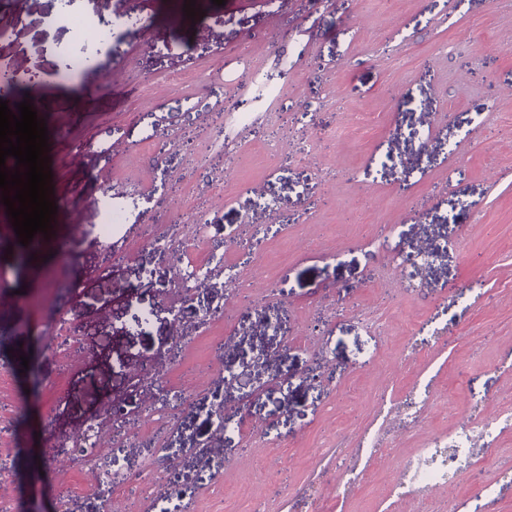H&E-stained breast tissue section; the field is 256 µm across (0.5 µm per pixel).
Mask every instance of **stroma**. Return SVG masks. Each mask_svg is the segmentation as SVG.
I'll list each match as a JSON object with an SVG mask.
<instances>
[{
  "label": "stroma",
  "mask_w": 512,
  "mask_h": 512,
  "mask_svg": "<svg viewBox=\"0 0 512 512\" xmlns=\"http://www.w3.org/2000/svg\"><path fill=\"white\" fill-rule=\"evenodd\" d=\"M177 2L72 0L112 21L101 47L44 24L63 0H0V61L37 73L16 96L52 117L49 234L69 248L59 288L55 255L18 266L0 226V457L16 462L0 512L51 488L67 512H150L142 476L191 492L193 512H448L484 486L512 512V427L451 486L391 492L429 435L512 413V0H195L192 18ZM71 43L91 62L67 79ZM237 99L257 119L225 114L223 153L214 110ZM108 204L126 226L107 243L93 226ZM242 224L260 228L247 251L230 237ZM396 247L431 258L400 265ZM210 256L204 284L178 288ZM71 325L77 356L58 347ZM163 391L189 405L158 437L147 409ZM409 397L427 405L412 427ZM108 411L117 447L98 463L120 460L127 486L28 477L26 452L73 447ZM24 413L39 434L17 428ZM370 425L393 431L375 464L353 448ZM367 467L368 485H337Z\"/></svg>",
  "instance_id": "1"
}]
</instances>
